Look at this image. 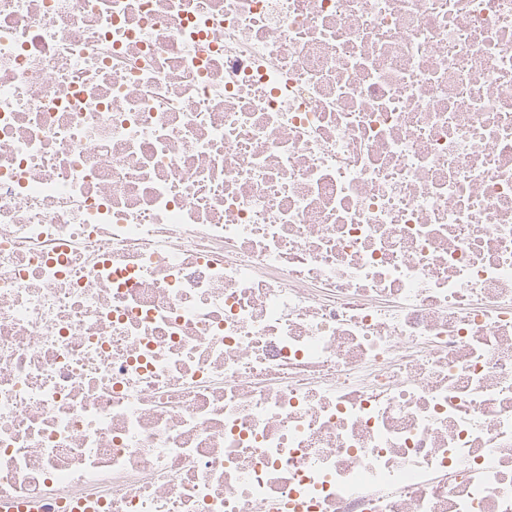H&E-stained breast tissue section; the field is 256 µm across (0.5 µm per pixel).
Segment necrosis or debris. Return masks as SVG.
Listing matches in <instances>:
<instances>
[{
	"label": "necrosis or debris",
	"mask_w": 512,
	"mask_h": 512,
	"mask_svg": "<svg viewBox=\"0 0 512 512\" xmlns=\"http://www.w3.org/2000/svg\"><path fill=\"white\" fill-rule=\"evenodd\" d=\"M512 512V0H0V505Z\"/></svg>",
	"instance_id": "4bbe7bcc"
}]
</instances>
